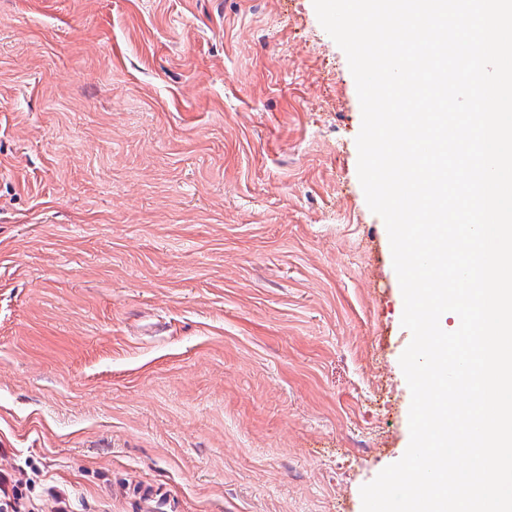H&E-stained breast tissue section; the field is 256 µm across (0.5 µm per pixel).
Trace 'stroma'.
I'll use <instances>...</instances> for the list:
<instances>
[{
	"label": "stroma",
	"instance_id": "1",
	"mask_svg": "<svg viewBox=\"0 0 512 512\" xmlns=\"http://www.w3.org/2000/svg\"><path fill=\"white\" fill-rule=\"evenodd\" d=\"M313 0H0V512H362L411 337Z\"/></svg>",
	"mask_w": 512,
	"mask_h": 512
}]
</instances>
